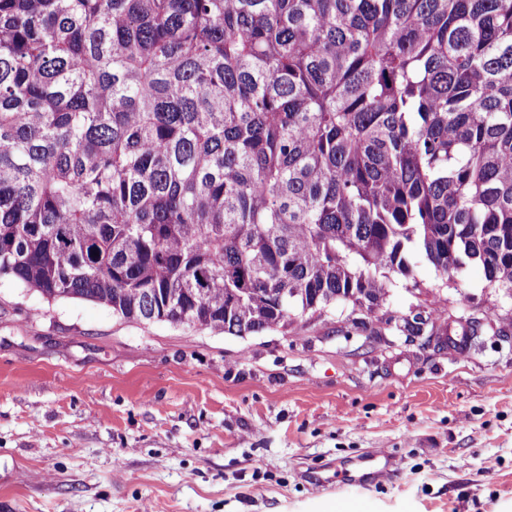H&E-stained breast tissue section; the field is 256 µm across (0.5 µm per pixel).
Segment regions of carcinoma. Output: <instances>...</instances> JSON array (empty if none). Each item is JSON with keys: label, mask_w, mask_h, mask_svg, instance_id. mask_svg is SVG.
I'll return each mask as SVG.
<instances>
[{"label": "carcinoma", "mask_w": 512, "mask_h": 512, "mask_svg": "<svg viewBox=\"0 0 512 512\" xmlns=\"http://www.w3.org/2000/svg\"><path fill=\"white\" fill-rule=\"evenodd\" d=\"M415 254L512 297V0H0V281L250 336Z\"/></svg>", "instance_id": "carcinoma-1"}]
</instances>
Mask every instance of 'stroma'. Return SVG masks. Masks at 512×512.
<instances>
[{
  "label": "stroma",
  "mask_w": 512,
  "mask_h": 512,
  "mask_svg": "<svg viewBox=\"0 0 512 512\" xmlns=\"http://www.w3.org/2000/svg\"><path fill=\"white\" fill-rule=\"evenodd\" d=\"M414 276L373 314L244 338L1 282L0 512H512V297ZM423 311L493 331H401ZM370 455L392 473L348 484Z\"/></svg>",
  "instance_id": "1"
}]
</instances>
